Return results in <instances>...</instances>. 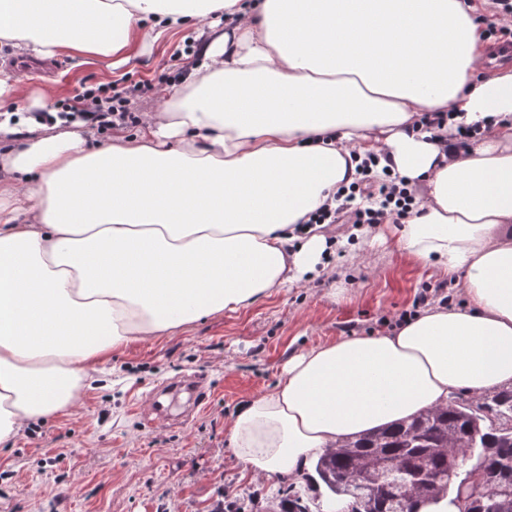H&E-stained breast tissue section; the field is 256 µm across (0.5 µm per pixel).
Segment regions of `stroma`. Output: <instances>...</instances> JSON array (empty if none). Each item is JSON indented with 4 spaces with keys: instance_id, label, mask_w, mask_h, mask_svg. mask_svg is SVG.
<instances>
[{
    "instance_id": "stroma-1",
    "label": "stroma",
    "mask_w": 512,
    "mask_h": 512,
    "mask_svg": "<svg viewBox=\"0 0 512 512\" xmlns=\"http://www.w3.org/2000/svg\"><path fill=\"white\" fill-rule=\"evenodd\" d=\"M185 38L166 35L117 68L64 54L58 70L34 71L1 49L0 70L22 78L29 94L0 104L32 112L41 99L53 109L86 85L157 81ZM440 281L372 235L308 282L130 342L97 362L70 411L0 446V512H208L219 504L271 512L273 492L302 480L244 472L228 438L241 400L270 390L288 358L318 342L384 329ZM191 372L210 382L205 408L181 427L144 426L138 411L154 387Z\"/></svg>"
}]
</instances>
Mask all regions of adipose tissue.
<instances>
[{"mask_svg":"<svg viewBox=\"0 0 512 512\" xmlns=\"http://www.w3.org/2000/svg\"><path fill=\"white\" fill-rule=\"evenodd\" d=\"M486 6L0 0V46L38 60L117 67L203 29L163 111L107 144L0 110V444L69 409L107 353L315 273L329 243L309 216L370 154L423 188L379 238L466 303L291 357L238 409V459L290 478L342 438L512 386V67L483 71Z\"/></svg>","mask_w":512,"mask_h":512,"instance_id":"ef3b65f1","label":"adipose tissue"}]
</instances>
